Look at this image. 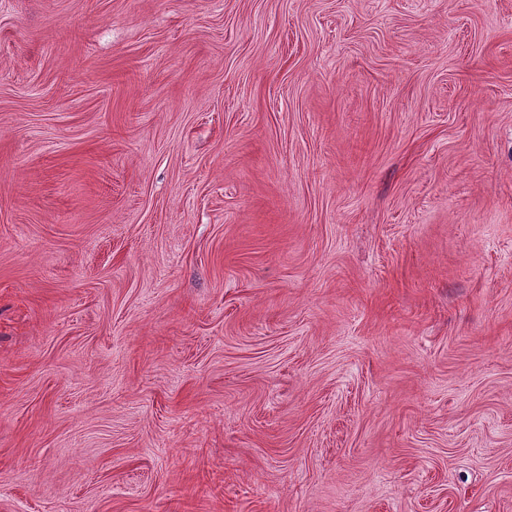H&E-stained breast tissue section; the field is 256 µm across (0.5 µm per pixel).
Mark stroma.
<instances>
[{"label": "stroma", "mask_w": 512, "mask_h": 512, "mask_svg": "<svg viewBox=\"0 0 512 512\" xmlns=\"http://www.w3.org/2000/svg\"><path fill=\"white\" fill-rule=\"evenodd\" d=\"M0 512H512V0H0Z\"/></svg>", "instance_id": "stroma-1"}]
</instances>
